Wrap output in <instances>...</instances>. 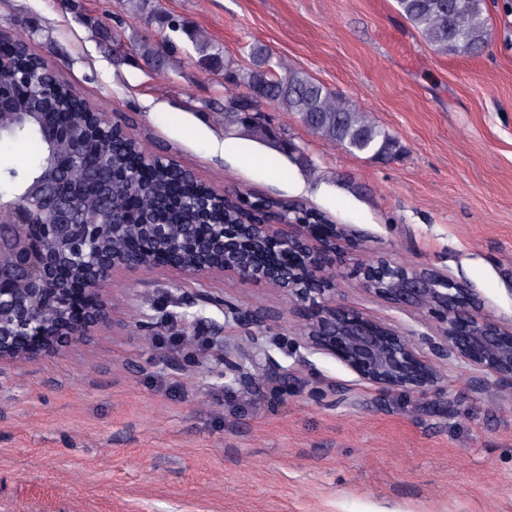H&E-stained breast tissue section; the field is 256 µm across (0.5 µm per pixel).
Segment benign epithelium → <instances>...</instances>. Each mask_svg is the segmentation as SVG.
Wrapping results in <instances>:
<instances>
[{
	"label": "benign epithelium",
	"mask_w": 512,
	"mask_h": 512,
	"mask_svg": "<svg viewBox=\"0 0 512 512\" xmlns=\"http://www.w3.org/2000/svg\"><path fill=\"white\" fill-rule=\"evenodd\" d=\"M14 41L0 34V71L17 68ZM14 87L0 85V133L5 124H22L30 112H7ZM45 201L54 218L65 224L35 219L32 209L15 197L0 194V363L32 360L59 354L68 344L82 339L107 321L100 292L116 269L169 267L188 276H219L236 273L244 282H263L283 293L302 320L304 344L330 356L355 373L359 380L383 394L402 393L427 399L438 383L432 364L419 354L416 340L429 345L435 354L454 357L498 381H512V321H502L484 310V304L469 285L430 266H409L379 257L369 264H357L352 273L363 289L395 308L426 313L436 322V336L420 338L393 325L357 312L336 299V288L327 268L363 247V239L343 224L314 227L288 211V216L266 224H251L249 231L294 258L288 268L252 266L231 259L237 243V226L209 225V232L197 237V225H190L186 238H198L197 250L217 245L224 260H203L192 266L172 264L126 252L120 248L97 258L90 274L70 288L56 282L60 264L47 241L71 230L82 231L73 248L92 244L105 230L86 224L78 194L49 190ZM395 281L389 288L379 283L389 274ZM57 299L71 301L59 324L49 326L42 307ZM279 312L256 307L240 312L246 328L263 327L276 321Z\"/></svg>",
	"instance_id": "obj_1"
}]
</instances>
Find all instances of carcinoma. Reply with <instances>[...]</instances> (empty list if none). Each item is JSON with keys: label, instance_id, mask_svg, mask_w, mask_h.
<instances>
[{"label": "carcinoma", "instance_id": "1", "mask_svg": "<svg viewBox=\"0 0 512 512\" xmlns=\"http://www.w3.org/2000/svg\"><path fill=\"white\" fill-rule=\"evenodd\" d=\"M130 11L138 18L153 21L158 17L157 0H126ZM401 14L416 27L431 48L440 55L473 54L488 43L485 0H397ZM171 31L185 33L194 45L198 63L215 73H224L230 82L243 87V93L229 97L224 103L207 102L205 107L221 112L224 129L235 130L243 123V110L252 109L254 120L249 131L253 138L270 146L288 142L287 130L274 131L265 120L261 107L273 104L285 112L297 115L315 136L343 146L349 152L365 154L387 162L400 153L398 139L374 122L350 100L328 90L322 83L301 70L290 69L285 75L272 62L268 48L253 45L249 49V64L234 66L219 45L175 19L166 18ZM95 37L100 47L123 59L116 36L94 20ZM18 58L29 65L33 78L13 97V111L33 112L36 119L14 127L0 137L6 141L28 139L38 147L33 164L26 170L12 166L3 169L0 194H10L22 186L26 191L51 181L53 170L49 156L63 165V187L77 189L86 212H99V191L91 183L88 170L96 169L112 178V207L119 220L127 224L117 240L108 232L92 246L95 253H108L112 248L139 247L147 243V225L152 222L168 225L178 236L183 224H245L251 216L284 206L275 197H252L234 203L228 199L209 200L202 209L203 198L211 187L199 181H183L174 191V174L167 162L144 171L140 157L149 155L141 141L114 137L105 133L86 113L87 102L68 84L54 78L51 86L56 111L47 112L43 104L46 87L45 60L31 52L27 41L15 39ZM130 54L152 69L173 66V46L154 44L135 36L129 38ZM245 262L263 260L268 264H288V256L271 252L264 244L250 242L238 250ZM90 254L72 257L63 273L71 278L86 274Z\"/></svg>", "mask_w": 512, "mask_h": 512}]
</instances>
